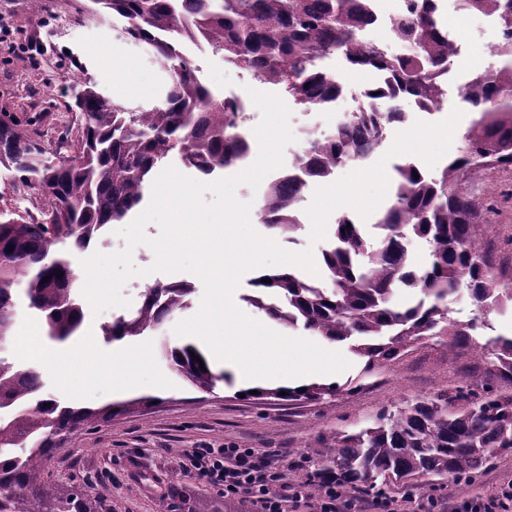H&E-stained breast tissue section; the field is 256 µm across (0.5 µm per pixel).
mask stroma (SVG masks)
I'll use <instances>...</instances> for the list:
<instances>
[{"mask_svg":"<svg viewBox=\"0 0 512 512\" xmlns=\"http://www.w3.org/2000/svg\"><path fill=\"white\" fill-rule=\"evenodd\" d=\"M89 0H49L39 11L31 10L29 0H0V116L20 124L40 121L48 138H56L59 126L74 120L71 109L80 81L93 82L109 100L145 109L162 98L166 74L144 47L120 36L119 19L109 16L89 20L84 8ZM441 22L459 46L460 62L448 80V93L439 108L430 112L409 111L406 126L415 121L435 123L457 107L460 87L471 74L498 66L492 55L494 31L488 17L460 10L457 0H439ZM66 15V27L55 20ZM183 54L196 68L199 78L227 97H246L248 88L284 98L290 110L289 129L294 137L283 151L291 161L313 135L331 133L338 122L358 110L372 74L350 70L343 55L325 59L322 66L343 79L344 98L335 109L307 108L288 98L283 87L263 84L240 67L225 62L222 54L206 44L185 42ZM125 63L131 68L128 86L113 85L103 74L104 62ZM473 192L487 202L484 219L477 232L492 253L498 267L512 271V173L487 171L472 184ZM354 209L344 206L333 211L327 222L326 237L311 242V222L302 217V226L293 239L281 240L291 252L312 250L314 260L334 238L339 218L355 217ZM182 282L191 289L187 308L174 312L158 330L134 337L133 343L148 356L145 372L131 388L116 392L111 378L97 365H88L74 381H64L52 354L80 351L92 343L100 359L112 357V343L103 334L115 318L136 310L147 285ZM126 307H112L93 313L84 306V319L77 336L55 343L40 337V346L29 349L22 341L38 321L37 316L19 311L12 329V340L5 354L7 361L31 366L39 371L47 396L72 405L100 407L112 402L148 396L152 402L138 410L113 416L98 427L80 431L59 448L45 467L44 477L64 493L88 495L94 512H156L166 504L170 512H257L243 495L224 496L223 492L180 473L179 455L187 448L234 444L256 453L300 458L319 436L337 427L353 429L368 423L383 409L419 398L434 397L462 385L466 380L483 383L494 380L488 364L467 350L449 354L435 342L418 344L397 360L372 374L350 359L348 368L337 374L336 395L321 401L282 400L241 396L232 377L217 382L209 392L192 388L174 373L162 355L163 346L183 344L174 332L182 320L200 309L204 287L189 272L153 273L130 278L122 289ZM512 479V454L493 459L468 492L447 487L437 493L418 489L417 503L435 500L439 512L463 500L488 498Z\"/></svg>","mask_w":512,"mask_h":512,"instance_id":"1","label":"stroma"}]
</instances>
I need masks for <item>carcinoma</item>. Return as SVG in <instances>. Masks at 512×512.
Masks as SVG:
<instances>
[{
  "mask_svg": "<svg viewBox=\"0 0 512 512\" xmlns=\"http://www.w3.org/2000/svg\"><path fill=\"white\" fill-rule=\"evenodd\" d=\"M409 2L412 16L402 36L412 53L391 55L381 46L356 43L358 28L367 22L362 0H91L88 14L121 17L124 32L167 73L169 87L159 104L139 109L83 83L79 123L63 129L53 150L38 132L0 119V166L10 172L12 194L24 200L33 190L46 202L21 214L0 208V353L10 344L20 303L41 318L50 340L63 343L78 333L84 313L71 255L86 251L107 225L140 204L154 170L170 154L178 153L203 175L249 157L244 104L216 97L180 53L182 42L202 41L256 80L281 84L313 107L328 106L344 90L340 78L319 68L323 57L341 53L355 67L378 71L381 84L366 92L367 106L330 136L309 141L292 169L265 189L262 223L291 239L301 226L297 206L309 184L332 179L349 161L369 158L386 128L405 121L403 101L429 112L447 95L448 32L438 23L434 0ZM462 9L494 13L512 33V0H462ZM498 53L508 60L474 74L461 92L465 108L478 118L464 134L459 155L434 178L414 163L395 166L393 202L374 224L378 242L344 216L335 242L323 252L331 287L275 270L266 274L277 289L272 300L258 294L245 300L287 327L301 325L348 344L366 373L437 336L447 339L450 355L474 348L512 386V336L476 341L490 315L512 304V277L495 271L476 238L485 201L464 188L489 167L512 161V50ZM64 149L75 156H61ZM51 151L53 160L47 157ZM413 237L427 243L428 264L410 257ZM401 288L412 290V303L396 301ZM463 290L476 306L466 320L448 309V297ZM190 293L180 283L150 287L136 314L115 319L103 335L114 340L157 329L188 306ZM163 355L197 390L208 392L220 380L192 359L201 353L191 344L165 347ZM42 389L37 370L0 361V512H92L87 498L64 495L44 479L45 463L61 438L153 398L74 407L44 397ZM339 389L313 383L304 391L286 390V398L319 401ZM508 452L512 393L499 394L471 379L451 393L384 410L370 425L321 436L308 457V492L315 495L331 481L376 497L393 485L463 489Z\"/></svg>",
  "mask_w": 512,
  "mask_h": 512,
  "instance_id": "cac0c4a2",
  "label": "carcinoma"
}]
</instances>
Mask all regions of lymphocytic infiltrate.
<instances>
[{"label": "lymphocytic infiltrate", "instance_id": "obj_1", "mask_svg": "<svg viewBox=\"0 0 512 512\" xmlns=\"http://www.w3.org/2000/svg\"><path fill=\"white\" fill-rule=\"evenodd\" d=\"M178 465L197 480L222 488L225 495L247 494L260 512H285L289 503L304 504L309 512H359L357 499L346 490L329 485L310 495L290 480L284 459L249 448H190L183 451Z\"/></svg>", "mask_w": 512, "mask_h": 512}]
</instances>
